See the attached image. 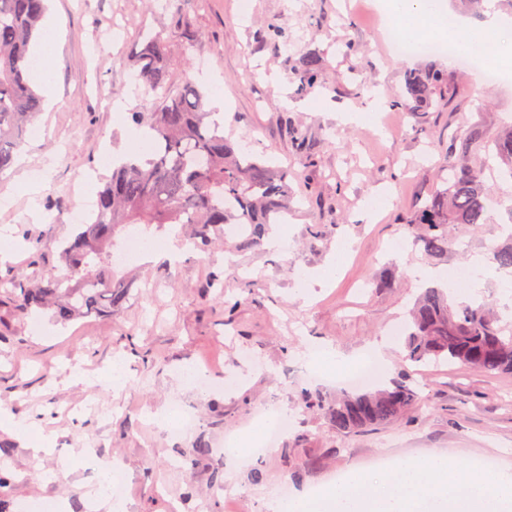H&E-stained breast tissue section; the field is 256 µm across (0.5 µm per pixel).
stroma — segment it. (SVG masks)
I'll list each match as a JSON object with an SVG mask.
<instances>
[{
  "label": "stroma",
  "mask_w": 512,
  "mask_h": 512,
  "mask_svg": "<svg viewBox=\"0 0 512 512\" xmlns=\"http://www.w3.org/2000/svg\"><path fill=\"white\" fill-rule=\"evenodd\" d=\"M46 21L58 31L52 69L54 102L35 124L41 134L20 152L24 165L0 178V239L13 251L0 259V279L24 282L62 273L56 253L37 249L38 236H68L69 212L94 204L113 155L136 139L133 112L158 99L131 84L140 29L164 30L171 45L194 37L186 68L173 59V87L194 82L223 99L224 129L251 151L288 169L294 210L282 225L280 247L226 251L213 246L178 262L128 266V302L112 317L67 324L51 313L18 319L0 300V488L9 512L52 498L71 512H89L85 494L95 472L71 456L94 447L124 472L120 491L129 512H271L273 498L310 492L375 463L448 457L492 460L512 468V375L488 376L459 366H417L403 359V322L421 291L411 271L447 274L487 257L496 227L512 222V180L491 162L485 181L496 203L482 229H448L447 255L429 258L410 241L407 224L437 185L439 166L456 134L473 126L494 135L512 124V81L492 84L483 68L459 69L450 59L405 57L389 44L376 0H49ZM287 27L290 51L262 39L264 25ZM355 52H348V45ZM319 53L323 81L303 91L291 50ZM444 70L448 105L428 118L393 108L412 69ZM382 89L386 101L372 93ZM380 105L383 134L356 120L355 110ZM304 150H297L296 139ZM37 192L16 190L23 178ZM405 249H397L398 239ZM396 272L394 287L373 277ZM224 288L214 293L211 275ZM389 339L379 381L408 375L420 408L392 425L350 436L336 434L305 393H336L333 371L285 379L311 348L330 344L355 366L375 342ZM127 381L100 384L115 356ZM212 379L201 393L184 383L187 371ZM297 418L278 445L245 463L229 460L227 444L258 421L271 394ZM185 401L198 417L191 433L166 436L152 418L170 401ZM39 423L55 451L34 457L33 437L19 424ZM209 450L201 453L197 442ZM223 469L224 484L211 481Z\"/></svg>",
  "instance_id": "obj_1"
}]
</instances>
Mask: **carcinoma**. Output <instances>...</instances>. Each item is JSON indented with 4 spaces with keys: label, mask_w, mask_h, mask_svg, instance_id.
<instances>
[{
    "label": "carcinoma",
    "mask_w": 512,
    "mask_h": 512,
    "mask_svg": "<svg viewBox=\"0 0 512 512\" xmlns=\"http://www.w3.org/2000/svg\"><path fill=\"white\" fill-rule=\"evenodd\" d=\"M47 0H0V177L14 165L16 153L42 111V97L30 78L29 47L41 34ZM263 37L275 48L288 46L282 26L269 22ZM171 46L162 30L141 34L133 60L135 84L154 93L159 106L132 113L147 147L112 159V173L100 191L95 218L78 224L66 239L45 236L38 243L56 249L64 273L35 284L0 280V297L26 318L49 310L63 324L92 314L110 316L129 299L130 281L117 277L112 263L116 238L134 226L161 230L167 224L189 227L206 245L235 228L241 250L262 245L272 225L291 206L288 170L271 165L224 136V125L206 109L204 94L192 82L174 89L169 82ZM294 74L303 87L322 80L313 50L297 51ZM446 74L438 69L410 71L395 108L419 112L422 118L439 105ZM486 144L490 156L510 164L512 130L488 137L472 127L458 135L443 166L447 176L409 221L415 242L428 256L448 253V226L486 223L493 197L484 184L485 165L470 159ZM491 261L512 267L509 242L488 246ZM404 359L414 364L448 362L484 374H512V325L501 323L491 304L453 307L440 287L423 290L409 311ZM312 406L343 435L365 432L398 421L419 406L421 395L406 377L380 390L347 392L332 399L317 394Z\"/></svg>",
    "instance_id": "cac0c4a2"
}]
</instances>
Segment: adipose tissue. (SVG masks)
<instances>
[{
  "mask_svg": "<svg viewBox=\"0 0 512 512\" xmlns=\"http://www.w3.org/2000/svg\"><path fill=\"white\" fill-rule=\"evenodd\" d=\"M385 15L408 17L427 44L451 37L459 48L477 53L504 34H512V17L487 8L480 23L461 17L445 27L447 0H380ZM99 478L86 498L91 512H128L116 496L117 475L111 462L96 465ZM273 512H512V470L479 469L465 460L434 454L407 459L389 474L372 477L355 472L348 482L327 486L319 497L299 495L274 501Z\"/></svg>",
  "mask_w": 512,
  "mask_h": 512,
  "instance_id": "ef3b65f1",
  "label": "adipose tissue"
}]
</instances>
